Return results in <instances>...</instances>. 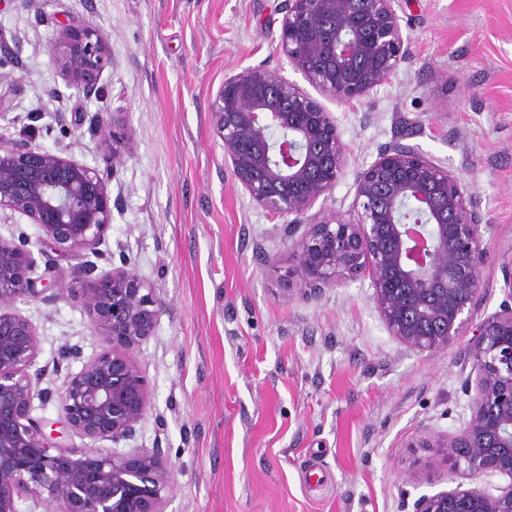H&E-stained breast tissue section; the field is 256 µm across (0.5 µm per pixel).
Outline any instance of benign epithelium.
Listing matches in <instances>:
<instances>
[{"mask_svg": "<svg viewBox=\"0 0 512 512\" xmlns=\"http://www.w3.org/2000/svg\"><path fill=\"white\" fill-rule=\"evenodd\" d=\"M398 0H288L279 51L320 93L352 102L387 83L409 55ZM48 50L67 86L90 97L112 65L102 31L73 15ZM224 164L260 208L306 226L294 243L302 288L317 292L364 277L388 333L420 353L448 350L472 331L465 364L469 420L443 448L473 478L512 479V259L503 263L506 300L473 325L489 247L467 184L417 144L396 141L357 174L353 219L309 214L344 175L348 149L336 117L284 76L251 67L228 77L212 102ZM91 122L116 137L112 112ZM114 162H79L0 132V214L38 225L36 240L0 234V512L32 500L45 512H164L171 468L155 449L118 453L96 443L131 439L151 407V390L132 353L152 336L165 304L127 265L94 274L93 256L112 225ZM416 205L427 223L409 224ZM83 259L73 271L91 330L106 349L65 376L60 423L90 441L76 450L46 434L33 402L49 400L37 326L19 302L52 301L72 289L31 277L43 247ZM414 512H512V483L495 495L456 487L420 497Z\"/></svg>", "mask_w": 512, "mask_h": 512, "instance_id": "obj_1", "label": "benign epithelium"}]
</instances>
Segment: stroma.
<instances>
[{
	"label": "stroma",
	"instance_id": "1",
	"mask_svg": "<svg viewBox=\"0 0 512 512\" xmlns=\"http://www.w3.org/2000/svg\"><path fill=\"white\" fill-rule=\"evenodd\" d=\"M287 0H0V132L91 165L116 154L111 260L166 302L133 354L151 408L118 450L157 448L173 468L164 512H413L471 479L449 448L422 442L469 417L460 337L432 355L393 336L359 278L307 296L297 239L255 205L224 164L211 104L249 67L310 84L278 50ZM107 38L100 94L68 87L47 45L69 16ZM410 57L391 82L347 103L318 95L350 151L313 214L351 219L357 172L402 136L474 192L490 255L475 320L498 311L512 259V0H402ZM32 112L40 121H29ZM114 113L125 134L92 131ZM41 336L38 366L59 390L105 344L77 295L21 303ZM77 358L61 361L62 351ZM61 373H52L54 364Z\"/></svg>",
	"mask_w": 512,
	"mask_h": 512
}]
</instances>
